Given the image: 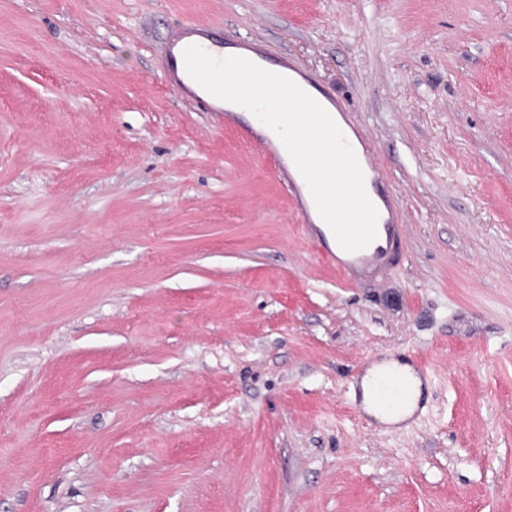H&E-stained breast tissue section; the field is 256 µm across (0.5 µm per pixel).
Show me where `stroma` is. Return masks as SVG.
Segmentation results:
<instances>
[{
	"instance_id": "obj_1",
	"label": "stroma",
	"mask_w": 512,
	"mask_h": 512,
	"mask_svg": "<svg viewBox=\"0 0 512 512\" xmlns=\"http://www.w3.org/2000/svg\"><path fill=\"white\" fill-rule=\"evenodd\" d=\"M187 21L348 112L378 274L167 86ZM391 356L399 427L355 404ZM0 512H512V0H0ZM365 177V188L369 187L373 194L383 203L388 211L385 217L378 210L377 237L366 248L348 252L337 242L327 224H309L310 215L305 206L302 212L303 223L310 235L321 239L326 246V256L348 275L356 277L357 273L373 272L382 268L389 260L399 239L398 224L394 220V205L392 201L381 195L375 185L378 181L376 168L370 156L363 150L362 156L357 158ZM321 225V226H318ZM389 369H396L409 372L413 376L414 386L413 395L409 404L401 411L396 413H383L375 405L373 392L376 378ZM421 382L419 378L412 374L409 365L401 363L395 359H386L380 362L372 363L365 369L360 379V389L362 394V404L365 413L382 425L393 427L409 421L413 415L419 396Z\"/></svg>"
}]
</instances>
